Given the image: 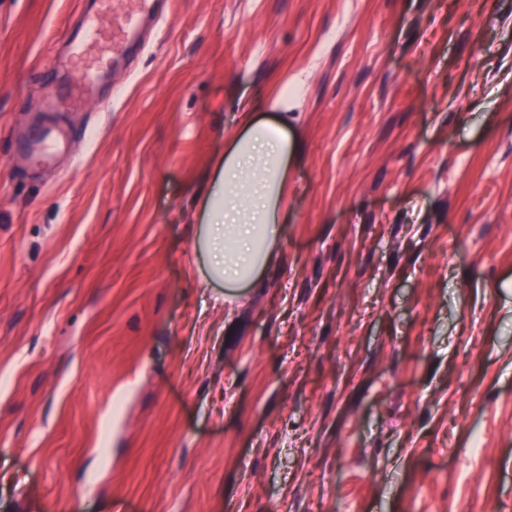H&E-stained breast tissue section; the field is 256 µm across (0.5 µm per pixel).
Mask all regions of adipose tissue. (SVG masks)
I'll list each match as a JSON object with an SVG mask.
<instances>
[{"label": "adipose tissue", "instance_id": "1", "mask_svg": "<svg viewBox=\"0 0 512 512\" xmlns=\"http://www.w3.org/2000/svg\"><path fill=\"white\" fill-rule=\"evenodd\" d=\"M224 141L195 248L210 279L225 295L235 296L255 284L279 255L288 166L297 144L288 134L287 115L270 121L246 110Z\"/></svg>", "mask_w": 512, "mask_h": 512}]
</instances>
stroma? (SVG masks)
Here are the masks:
<instances>
[{
    "instance_id": "35a3bbf8",
    "label": "stroma",
    "mask_w": 512,
    "mask_h": 512,
    "mask_svg": "<svg viewBox=\"0 0 512 512\" xmlns=\"http://www.w3.org/2000/svg\"><path fill=\"white\" fill-rule=\"evenodd\" d=\"M87 0H0V512H512V0H167L58 170L15 126ZM287 96L278 259L199 209Z\"/></svg>"
}]
</instances>
